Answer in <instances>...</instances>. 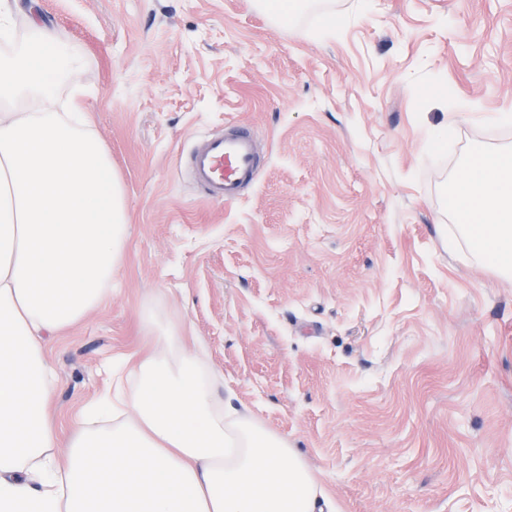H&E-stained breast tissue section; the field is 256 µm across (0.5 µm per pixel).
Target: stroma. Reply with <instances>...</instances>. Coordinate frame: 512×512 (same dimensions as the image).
<instances>
[{"instance_id": "obj_1", "label": "stroma", "mask_w": 512, "mask_h": 512, "mask_svg": "<svg viewBox=\"0 0 512 512\" xmlns=\"http://www.w3.org/2000/svg\"><path fill=\"white\" fill-rule=\"evenodd\" d=\"M322 34L252 0H35L81 58L91 128L132 224L111 296L47 355L69 430L183 317L217 395L285 437L336 512H512V283L448 249V187L512 144V0H331ZM469 103L451 133L439 90ZM251 125L253 189L206 201L194 138Z\"/></svg>"}]
</instances>
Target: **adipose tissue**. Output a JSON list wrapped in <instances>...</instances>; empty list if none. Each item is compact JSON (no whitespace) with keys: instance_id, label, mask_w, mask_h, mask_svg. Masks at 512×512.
<instances>
[{"instance_id":"ef3b65f1","label":"adipose tissue","mask_w":512,"mask_h":512,"mask_svg":"<svg viewBox=\"0 0 512 512\" xmlns=\"http://www.w3.org/2000/svg\"><path fill=\"white\" fill-rule=\"evenodd\" d=\"M81 69L42 18L0 53V512H335L285 438L225 410L184 320L153 306L139 315L142 348L60 436L47 344L108 298L131 234L122 179L84 118ZM448 206L451 251L512 280V146L465 157Z\"/></svg>"}]
</instances>
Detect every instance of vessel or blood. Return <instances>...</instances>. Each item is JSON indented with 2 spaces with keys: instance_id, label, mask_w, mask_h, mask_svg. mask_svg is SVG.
<instances>
[{
  "instance_id": "obj_1",
  "label": "vessel or blood",
  "mask_w": 512,
  "mask_h": 512,
  "mask_svg": "<svg viewBox=\"0 0 512 512\" xmlns=\"http://www.w3.org/2000/svg\"><path fill=\"white\" fill-rule=\"evenodd\" d=\"M188 167L192 181L206 199L236 202L254 183L258 171L252 127L229 120L223 130L204 134L189 153Z\"/></svg>"
}]
</instances>
